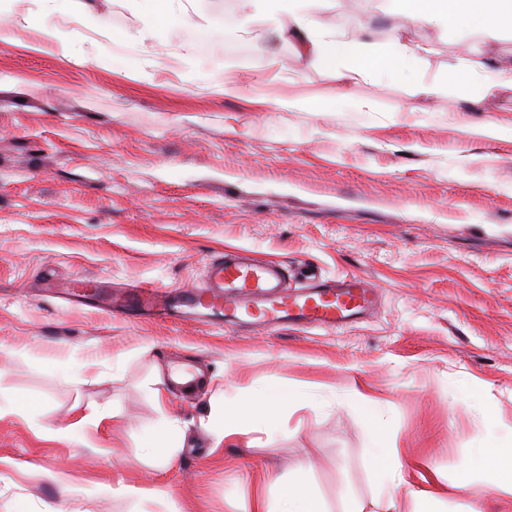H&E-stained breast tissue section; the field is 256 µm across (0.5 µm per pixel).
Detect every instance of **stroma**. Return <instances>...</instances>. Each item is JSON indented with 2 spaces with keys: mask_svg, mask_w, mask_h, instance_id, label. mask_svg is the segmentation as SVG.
I'll list each match as a JSON object with an SVG mask.
<instances>
[{
  "mask_svg": "<svg viewBox=\"0 0 512 512\" xmlns=\"http://www.w3.org/2000/svg\"><path fill=\"white\" fill-rule=\"evenodd\" d=\"M82 2L103 27L46 15L35 0L0 5V404L30 406L0 415V512H161L158 500L113 496L120 480L181 512H245L258 477L277 492L305 459L339 512V487L374 493L363 416L336 400L361 386L381 399L407 478L438 473L442 512H465L484 493L463 474L484 429L456 383L512 432V89L488 102L425 97L399 80L341 90L243 0H213L243 37L210 35L195 50L189 32L144 33L128 0ZM320 16L420 46L426 81L463 58L512 59V31L487 47L474 34L401 28L381 0H327ZM46 22L75 37L70 55L38 45ZM105 49L147 66L93 64ZM227 77L239 95H224ZM341 91L352 110L287 105ZM491 121L499 131L484 135ZM233 247L325 279L367 278L380 299L333 332L266 333L124 318L63 293L75 277L194 288ZM193 363L203 374L188 392L170 373ZM262 383L312 387L323 404L254 431L251 448L217 442L200 423L212 390L236 406ZM91 408L100 422L59 436ZM165 414L187 435L167 466L141 445Z\"/></svg>",
  "mask_w": 512,
  "mask_h": 512,
  "instance_id": "1",
  "label": "stroma"
}]
</instances>
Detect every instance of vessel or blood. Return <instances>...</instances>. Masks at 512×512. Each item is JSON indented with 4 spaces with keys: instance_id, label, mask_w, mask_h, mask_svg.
<instances>
[{
    "instance_id": "b4317fda",
    "label": "vessel or blood",
    "mask_w": 512,
    "mask_h": 512,
    "mask_svg": "<svg viewBox=\"0 0 512 512\" xmlns=\"http://www.w3.org/2000/svg\"><path fill=\"white\" fill-rule=\"evenodd\" d=\"M114 309L180 323L263 328H344L375 307L379 293L362 277L290 287L279 265L237 249L213 259L202 286L162 290L132 283L108 292Z\"/></svg>"
}]
</instances>
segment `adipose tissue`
I'll list each match as a JSON object with an SVG mask.
<instances>
[{
  "label": "adipose tissue",
  "mask_w": 512,
  "mask_h": 512,
  "mask_svg": "<svg viewBox=\"0 0 512 512\" xmlns=\"http://www.w3.org/2000/svg\"><path fill=\"white\" fill-rule=\"evenodd\" d=\"M265 18L270 34L294 35L308 61L323 66L336 84L366 80L399 79L414 84L416 94L433 96L450 86L471 87L486 98L502 88H512V65L495 70L471 66L457 69L446 79L419 82L418 47L392 38L383 44L364 40L362 33L346 34L318 18L324 0H249ZM205 0H134V9L150 33L167 36L185 28L189 11L203 19L210 33L232 41L241 30L208 12ZM391 16L413 24L427 23L440 30L467 34L477 32L492 42L501 32L512 30V0H383ZM343 401L363 409L369 421L372 464L376 495L371 501L344 497L343 512H436L438 498L432 491L416 488L407 480L397 449L389 447L380 415V399L360 389L343 393ZM322 398L312 387L285 388L276 384L251 388L242 404L224 410L211 420L223 438L251 447L253 428L280 429L285 412L318 407ZM487 438L471 449L469 474L479 479L488 495L512 497V433H503L492 414H484ZM310 462L299 464L297 478L282 490L275 506H268L264 490H257L249 512H330L325 499L305 476Z\"/></svg>",
  "instance_id": "adipose-tissue-1"
}]
</instances>
